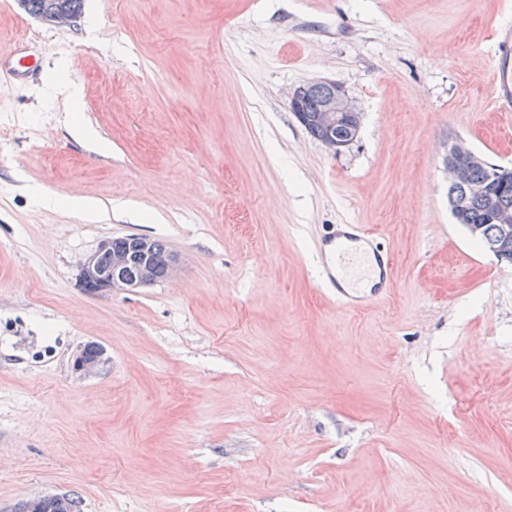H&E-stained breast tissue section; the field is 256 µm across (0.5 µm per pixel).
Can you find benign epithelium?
<instances>
[{
  "instance_id": "benign-epithelium-1",
  "label": "benign epithelium",
  "mask_w": 512,
  "mask_h": 512,
  "mask_svg": "<svg viewBox=\"0 0 512 512\" xmlns=\"http://www.w3.org/2000/svg\"><path fill=\"white\" fill-rule=\"evenodd\" d=\"M81 11L70 0H42L35 16L54 27L68 26L76 21ZM317 96L319 104L312 117L306 116L305 101ZM291 110L302 125L319 127L320 141L329 149L339 152L348 146L339 130L349 128L351 138H356L361 126L362 113L358 111L344 86L334 80H312L299 86L291 98ZM477 160L476 154L463 143L455 142L448 152V182L465 188L472 197H488L489 182H474L470 166ZM497 221L501 238L512 237V208L497 207ZM131 244H119L117 238L103 240L98 249L81 265V286L88 292L108 293L115 289L133 290L156 284L153 272L151 238L130 235ZM107 255L108 263L102 264L101 255Z\"/></svg>"
}]
</instances>
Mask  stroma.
Instances as JSON below:
<instances>
[{
  "label": "stroma",
  "instance_id": "1",
  "mask_svg": "<svg viewBox=\"0 0 512 512\" xmlns=\"http://www.w3.org/2000/svg\"><path fill=\"white\" fill-rule=\"evenodd\" d=\"M492 22L501 0H84L53 27L0 0V52L37 62L0 93V512H512V263L454 222L446 169L456 141L512 168ZM315 78L362 114L342 152L290 109ZM336 224L394 263L357 313L317 273ZM131 234L175 277L80 288ZM56 94L64 99L69 108L68 121L71 126L73 132L87 140V141H95L96 133L95 131L88 126L82 125L76 121V114L79 112L80 108V91L79 89L72 83L68 81L59 82L55 86ZM18 512H81V502L68 495L53 500H42L37 504L30 500L23 503Z\"/></svg>",
  "mask_w": 512,
  "mask_h": 512
}]
</instances>
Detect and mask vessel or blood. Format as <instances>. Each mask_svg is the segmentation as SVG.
Segmentation results:
<instances>
[{
	"instance_id": "obj_1",
	"label": "vessel or blood",
	"mask_w": 512,
	"mask_h": 512,
	"mask_svg": "<svg viewBox=\"0 0 512 512\" xmlns=\"http://www.w3.org/2000/svg\"><path fill=\"white\" fill-rule=\"evenodd\" d=\"M496 51V99L504 111H512V27L500 26L493 33ZM334 251L321 257V282L346 309H363L382 299L394 283L393 264L376 238L358 224L337 225L328 239Z\"/></svg>"
}]
</instances>
